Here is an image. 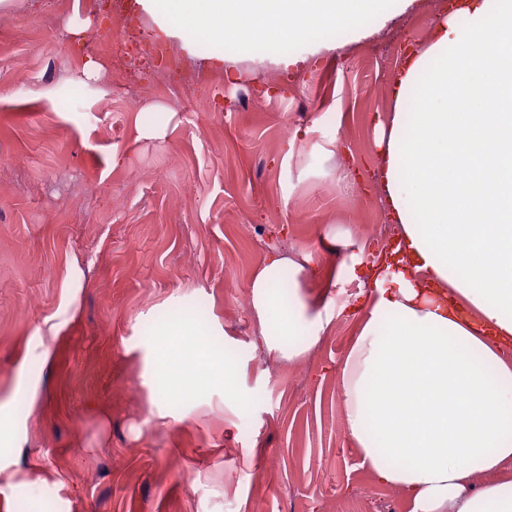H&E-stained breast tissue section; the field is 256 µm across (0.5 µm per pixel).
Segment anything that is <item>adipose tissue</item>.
Masks as SVG:
<instances>
[{
  "label": "adipose tissue",
  "instance_id": "1",
  "mask_svg": "<svg viewBox=\"0 0 512 512\" xmlns=\"http://www.w3.org/2000/svg\"><path fill=\"white\" fill-rule=\"evenodd\" d=\"M184 49L230 66L301 64L358 41L416 0H138ZM374 146L401 245L388 287L357 311L339 365L347 439L410 512H512V0H459L406 58ZM313 257L273 252L249 288L259 343L293 361L335 316L300 293ZM208 315L161 312L145 329L157 400L197 377L239 409L240 365Z\"/></svg>",
  "mask_w": 512,
  "mask_h": 512
}]
</instances>
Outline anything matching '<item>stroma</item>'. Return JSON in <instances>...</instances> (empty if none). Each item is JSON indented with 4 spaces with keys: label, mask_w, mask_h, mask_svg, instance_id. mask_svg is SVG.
Segmentation results:
<instances>
[{
    "label": "stroma",
    "mask_w": 512,
    "mask_h": 512,
    "mask_svg": "<svg viewBox=\"0 0 512 512\" xmlns=\"http://www.w3.org/2000/svg\"><path fill=\"white\" fill-rule=\"evenodd\" d=\"M125 12L126 31L112 0L0 6V512L21 480L53 512H408L345 438L336 367L354 317L283 366L254 346L247 284L285 249L315 260L310 303L356 305L374 288L367 234L398 228L370 117L391 111L396 53L426 43L436 13L417 0L318 62L297 45L298 74L247 59L228 83L135 0ZM380 39L393 53L376 60ZM158 45L179 61L165 82ZM141 112L164 136L137 137ZM298 127L312 134L284 157ZM178 305L234 349L248 412L218 389L154 400L143 327Z\"/></svg>",
    "instance_id": "obj_1"
}]
</instances>
